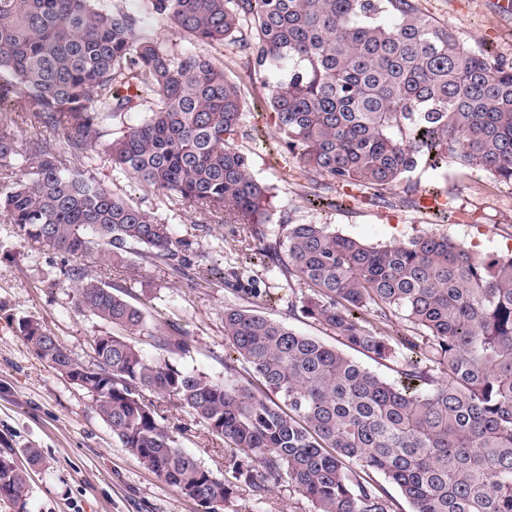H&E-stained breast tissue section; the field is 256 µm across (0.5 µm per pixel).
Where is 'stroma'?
<instances>
[{
	"label": "stroma",
	"instance_id": "1",
	"mask_svg": "<svg viewBox=\"0 0 512 512\" xmlns=\"http://www.w3.org/2000/svg\"><path fill=\"white\" fill-rule=\"evenodd\" d=\"M421 9L448 27L466 46L487 50L492 57L512 61V19L499 16L493 0H420ZM227 74L240 83L245 96L244 125L252 138L237 139L248 155L254 176L273 188L275 198L268 234L279 231L282 218L295 224H327L337 233L376 246L427 233L445 235L479 254H506L512 247V184L484 171L448 168L434 172L417 167L412 181L439 184L453 218L445 222L421 207L371 202L369 191L333 209L309 204L310 184L295 166H283L273 147L274 115L264 108L271 77L254 72L244 55L233 56ZM97 160L73 159L77 169H89L106 188L154 211L190 239L197 254L190 275L175 278L163 266L132 257L123 272L107 264L100 251L74 260L39 242L17 235L0 217V451L12 449L17 465L28 466L25 448H38L41 464L28 466L30 488L25 502L0 501V512H204L147 470L120 448L99 417L91 397L40 361L17 331L22 317L36 319L58 337L79 360L91 361L93 336L107 327L75 304L67 271L76 267L112 280L147 301V321L163 317L177 323L194 340L189 354L172 361L220 380L232 348L224 338V309L237 297L224 279L235 275L240 285L255 289L256 301L268 316L310 336L327 334L288 303L302 297V285H281L264 264L252 258L240 225L225 224L188 204L147 193L128 177L113 171L104 145ZM157 404L162 423L178 446L216 475L229 472L230 454L223 440L212 436L187 410L166 399ZM224 512H314V506L288 482L255 495L249 483L238 482Z\"/></svg>",
	"mask_w": 512,
	"mask_h": 512
}]
</instances>
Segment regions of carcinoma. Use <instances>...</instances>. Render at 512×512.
I'll use <instances>...</instances> for the list:
<instances>
[{
  "label": "carcinoma",
  "instance_id": "obj_1",
  "mask_svg": "<svg viewBox=\"0 0 512 512\" xmlns=\"http://www.w3.org/2000/svg\"><path fill=\"white\" fill-rule=\"evenodd\" d=\"M0 0V215L19 235L78 259L97 248L116 268L137 255L182 277L192 243L173 226L71 167L108 140L112 167L145 191L239 224L300 310L338 345L249 307L224 308L237 358L224 380L180 368L192 349L152 326L128 289L70 269L79 308L112 331L85 363L40 322L17 321L34 354L89 383L120 447L167 485L217 512L245 479L256 495L288 480L316 512H512V255L477 257L445 236L370 246L326 224L283 220L268 237L269 187L235 144L245 100L224 48L268 73L283 159L319 205L336 186L384 190L418 163L452 159L512 183V62L466 47L418 0ZM159 19L188 43L145 27ZM24 96L26 122L65 138L20 146L4 105ZM123 127L112 137V127ZM412 329L384 336L375 323ZM148 339L149 356L128 338ZM394 362L391 382L357 361ZM258 382L244 383L236 363ZM157 395L186 408L240 453L219 477L177 445ZM29 477L0 455V500L25 501Z\"/></svg>",
  "mask_w": 512,
  "mask_h": 512
}]
</instances>
